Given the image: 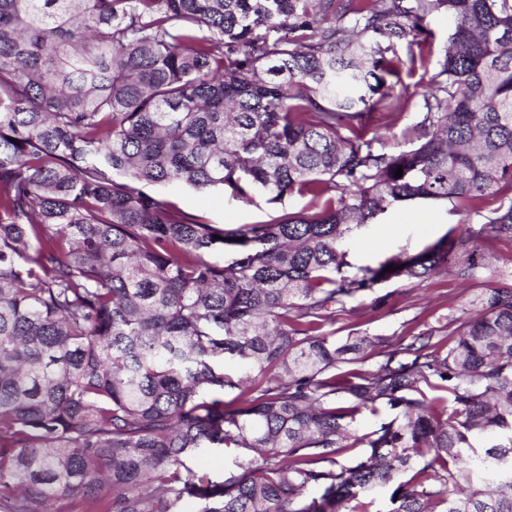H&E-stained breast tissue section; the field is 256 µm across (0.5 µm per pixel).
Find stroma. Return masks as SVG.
Masks as SVG:
<instances>
[{
	"mask_svg": "<svg viewBox=\"0 0 512 512\" xmlns=\"http://www.w3.org/2000/svg\"><path fill=\"white\" fill-rule=\"evenodd\" d=\"M455 27L447 12L433 13L428 19L431 33L422 56L414 66L402 67L389 77L392 104H379L369 113L363 129L374 150L396 153L416 146L424 133L418 108L421 94L438 70V60ZM174 201L186 214L198 216L218 227L229 229L254 224L283 213L312 211L310 195L294 194L284 203L269 204L258 200L247 205L218 192H176ZM493 198L483 200L480 209L449 212L446 205L431 201L402 204L378 217L376 223L356 231L349 254L352 264L376 265L393 255L416 254L445 236L457 237L468 227H479L486 211L494 208ZM489 260L490 270L480 271L472 285H465L452 275L439 273L424 280L393 278L371 291L335 305L322 333L332 340H342L358 333L378 336L381 350L365 353L357 367L374 369L382 351L396 348L404 339L427 333H448V319L469 308L475 289L498 288L512 283V242L486 237L479 244Z\"/></svg>",
	"mask_w": 512,
	"mask_h": 512,
	"instance_id": "stroma-1",
	"label": "stroma"
}]
</instances>
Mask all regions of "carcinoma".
Segmentation results:
<instances>
[{"label": "carcinoma", "mask_w": 512, "mask_h": 512, "mask_svg": "<svg viewBox=\"0 0 512 512\" xmlns=\"http://www.w3.org/2000/svg\"><path fill=\"white\" fill-rule=\"evenodd\" d=\"M442 10L427 140L375 151L383 74ZM179 189L323 203L226 230ZM487 196L477 230L348 261L399 203ZM486 231L512 240V0H0V507L512 512V285L373 370L340 366L379 338L317 334L392 278L475 279ZM230 444L227 479L188 465Z\"/></svg>", "instance_id": "cac0c4a2"}]
</instances>
